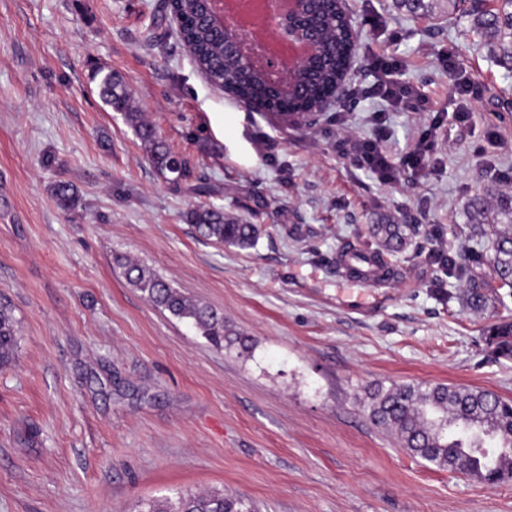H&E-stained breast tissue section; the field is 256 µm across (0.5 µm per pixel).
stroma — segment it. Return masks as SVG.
<instances>
[{"label": "stroma", "instance_id": "stroma-1", "mask_svg": "<svg viewBox=\"0 0 512 512\" xmlns=\"http://www.w3.org/2000/svg\"><path fill=\"white\" fill-rule=\"evenodd\" d=\"M433 2L428 21L392 0H347L354 84L372 85V54L395 56L428 111L389 112L368 94L287 128L207 82L163 0H0V302L20 323L0 370V512H140L214 490L256 512H512V480L415 458L364 406L376 382L512 400V361L486 339L512 320V290L470 309L436 256L490 252L465 243L463 205L512 183V73L476 50L467 19L448 22V0ZM99 69L123 78L210 195L156 171L98 97ZM455 76L473 90L463 123ZM434 110L437 167L384 184L339 151L379 134L403 156ZM60 181L79 192L74 213L56 205ZM200 204L259 225L254 247L201 237L186 220ZM389 223L419 228L387 256L396 277H347L338 253L379 249L372 227ZM117 255L223 311L250 356L153 307Z\"/></svg>", "mask_w": 512, "mask_h": 512}]
</instances>
